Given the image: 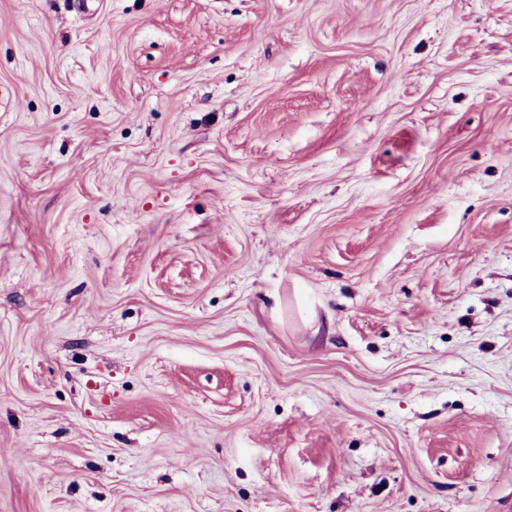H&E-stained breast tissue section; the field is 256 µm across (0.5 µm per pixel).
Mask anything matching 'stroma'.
I'll use <instances>...</instances> for the list:
<instances>
[{
    "mask_svg": "<svg viewBox=\"0 0 512 512\" xmlns=\"http://www.w3.org/2000/svg\"><path fill=\"white\" fill-rule=\"evenodd\" d=\"M0 512H512V0H0Z\"/></svg>",
    "mask_w": 512,
    "mask_h": 512,
    "instance_id": "35a3bbf8",
    "label": "stroma"
}]
</instances>
